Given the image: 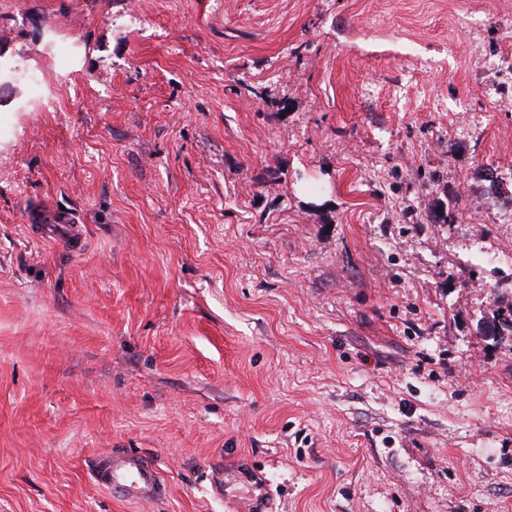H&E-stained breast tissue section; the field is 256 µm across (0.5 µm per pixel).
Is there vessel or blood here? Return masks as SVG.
Instances as JSON below:
<instances>
[{
	"instance_id": "obj_1",
	"label": "vessel or blood",
	"mask_w": 512,
	"mask_h": 512,
	"mask_svg": "<svg viewBox=\"0 0 512 512\" xmlns=\"http://www.w3.org/2000/svg\"><path fill=\"white\" fill-rule=\"evenodd\" d=\"M92 473L102 489L126 502L151 503L164 492L156 465L133 451H115L101 456L94 462Z\"/></svg>"
}]
</instances>
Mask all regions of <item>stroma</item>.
Segmentation results:
<instances>
[{
  "mask_svg": "<svg viewBox=\"0 0 512 512\" xmlns=\"http://www.w3.org/2000/svg\"><path fill=\"white\" fill-rule=\"evenodd\" d=\"M510 57L500 0H0L66 91L0 96V512H512ZM29 80L34 94L33 100L42 111L46 112L50 109L57 110L62 108L63 101L51 85L45 83L38 75H32ZM92 473L102 489L126 502L152 503L164 492L156 465L133 451H112L101 456L94 462Z\"/></svg>",
  "mask_w": 512,
  "mask_h": 512,
  "instance_id": "1",
  "label": "stroma"
}]
</instances>
